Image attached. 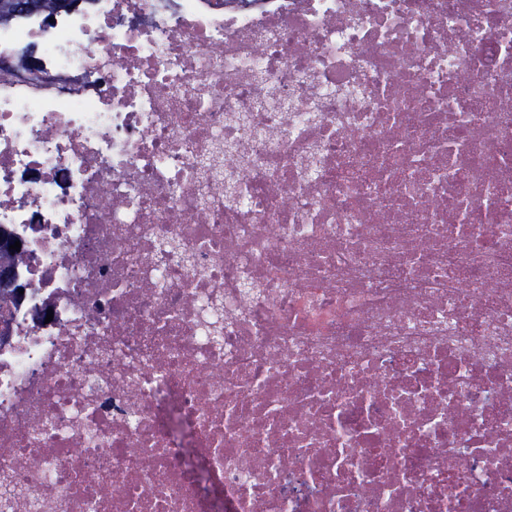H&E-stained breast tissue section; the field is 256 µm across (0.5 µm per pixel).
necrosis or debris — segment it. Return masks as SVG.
<instances>
[{"mask_svg":"<svg viewBox=\"0 0 512 512\" xmlns=\"http://www.w3.org/2000/svg\"><path fill=\"white\" fill-rule=\"evenodd\" d=\"M0 512H512V0L0 25Z\"/></svg>","mask_w":512,"mask_h":512,"instance_id":"1","label":"necrosis or debris"}]
</instances>
